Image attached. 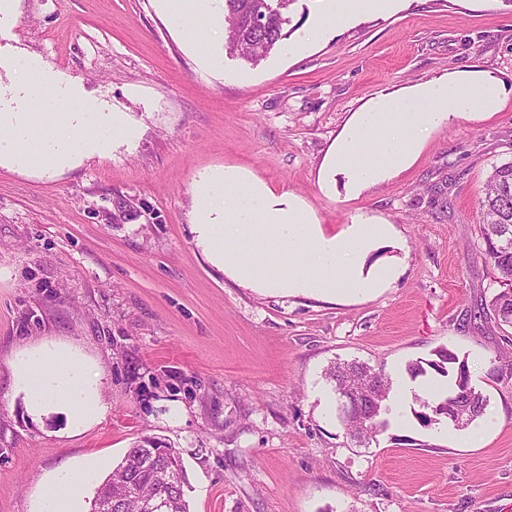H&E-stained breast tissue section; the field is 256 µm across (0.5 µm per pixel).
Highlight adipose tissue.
<instances>
[{"instance_id": "adipose-tissue-1", "label": "adipose tissue", "mask_w": 512, "mask_h": 512, "mask_svg": "<svg viewBox=\"0 0 512 512\" xmlns=\"http://www.w3.org/2000/svg\"><path fill=\"white\" fill-rule=\"evenodd\" d=\"M27 79L0 98V160L27 169L63 168L76 158L107 155L132 127L118 112L63 84L47 63L25 57L14 66ZM502 87L480 71L451 73L370 99L353 113L319 170L323 189L342 182L347 198L407 170L427 134L454 118L497 112ZM196 242L238 284L262 292L351 301L389 287L392 263L370 262L391 240L393 225L352 223L326 233L299 200L282 201L260 180L228 167L198 190ZM12 389L32 416L64 408L72 431L104 414L98 374L77 349L43 342L16 352ZM101 466L98 457L58 469L41 490L42 512H84V490Z\"/></svg>"}]
</instances>
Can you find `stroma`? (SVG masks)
Instances as JSON below:
<instances>
[{
    "label": "stroma",
    "instance_id": "stroma-1",
    "mask_svg": "<svg viewBox=\"0 0 512 512\" xmlns=\"http://www.w3.org/2000/svg\"><path fill=\"white\" fill-rule=\"evenodd\" d=\"M328 7L295 0L290 37L257 65L216 33L220 71L158 0H14L0 19V76L41 59L136 129L61 170L0 166V512H33L62 465H116L143 435L180 451L190 512H512V377L497 372L512 328L482 312L500 285L478 214L492 166L512 160V0H393L291 53ZM469 70L499 80L498 112L434 129L409 169L358 198L321 190L331 144L369 99ZM225 166L327 230L394 225L397 247L376 255L399 254V277L350 303L239 286L192 231L195 188ZM40 341L77 347L100 377L108 410L83 432L62 411L34 420L11 392L9 359ZM442 347L467 360L497 427L473 442L422 425L413 399L356 446L326 368L403 378Z\"/></svg>",
    "mask_w": 512,
    "mask_h": 512
}]
</instances>
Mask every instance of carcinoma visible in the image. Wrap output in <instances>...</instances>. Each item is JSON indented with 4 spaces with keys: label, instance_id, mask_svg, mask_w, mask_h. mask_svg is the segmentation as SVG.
<instances>
[{
    "label": "carcinoma",
    "instance_id": "1",
    "mask_svg": "<svg viewBox=\"0 0 512 512\" xmlns=\"http://www.w3.org/2000/svg\"><path fill=\"white\" fill-rule=\"evenodd\" d=\"M224 0V23L227 48L253 64L263 61L277 44L287 38L285 13L296 0ZM480 230L484 259L495 270L503 289L490 300L500 324L512 328V161L492 167L483 186L479 204ZM436 359L422 365L417 361L407 367L412 378L430 367L447 376L454 384L445 397L423 402L416 413L426 426L441 423L444 412L453 409L463 417L457 428H466L481 417L488 405L487 397L471 385L467 362L454 352L441 348ZM334 383L339 401V417L347 434L366 446L376 438L387 420L384 406L375 413V404L387 399L391 378L383 371L357 362L334 364L326 372ZM186 469L181 453L166 439L145 435L135 441L125 456L98 487L91 503L92 512H101L104 501L112 502V512H190L185 498Z\"/></svg>",
    "mask_w": 512,
    "mask_h": 512
}]
</instances>
